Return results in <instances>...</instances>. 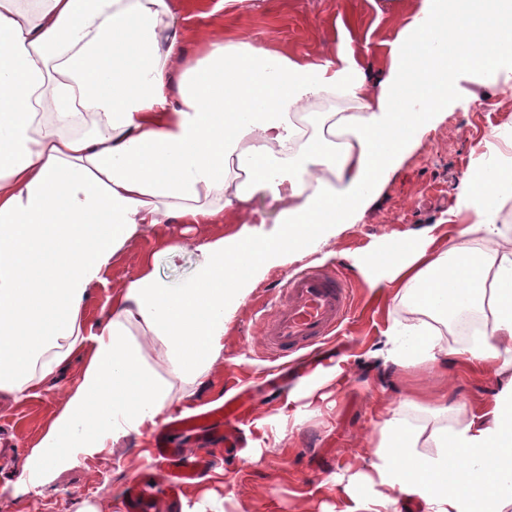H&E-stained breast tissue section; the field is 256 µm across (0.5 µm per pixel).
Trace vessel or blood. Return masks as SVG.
<instances>
[{
  "label": "vessel or blood",
  "mask_w": 512,
  "mask_h": 512,
  "mask_svg": "<svg viewBox=\"0 0 512 512\" xmlns=\"http://www.w3.org/2000/svg\"><path fill=\"white\" fill-rule=\"evenodd\" d=\"M285 300L271 314L261 315L258 325L273 360L287 358L301 350L316 351L332 340L337 329L353 311L350 281L308 268L289 277ZM245 398L236 395L223 407L174 421L171 430L197 434L201 440L236 450L240 425L245 415ZM162 431L155 439V454L167 469L164 497L169 512H179L181 496L190 481L208 466L206 459L189 456L184 446ZM124 512H157V500L145 490L143 481L132 483L123 504Z\"/></svg>",
  "instance_id": "1"
}]
</instances>
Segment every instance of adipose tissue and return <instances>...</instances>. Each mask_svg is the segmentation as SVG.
Returning a JSON list of instances; mask_svg holds the SVG:
<instances>
[{
  "label": "adipose tissue",
  "mask_w": 512,
  "mask_h": 512,
  "mask_svg": "<svg viewBox=\"0 0 512 512\" xmlns=\"http://www.w3.org/2000/svg\"><path fill=\"white\" fill-rule=\"evenodd\" d=\"M178 0H0V392L22 399L70 356L85 353L76 387L25 461L38 485L76 455L134 434L150 437L184 406L173 380L208 377L226 323L257 276L311 253L369 206L433 118L457 100L458 73L483 83L512 72V0H422L394 40L387 75L368 81L352 54L293 60L246 40H206L179 81ZM351 98L332 132L305 136L300 113ZM281 206L272 235L249 233L250 201ZM512 194V163H474L453 216H473L444 249L437 226L387 239L357 257L377 298L403 302L385 334L384 364L432 369L466 361L512 365V229L492 216ZM238 232L212 238L224 220ZM158 224L189 237L162 248L192 255L174 286L142 263L87 326L91 289L113 258ZM484 246H471V235ZM486 311L469 345L443 344L439 325ZM165 348L170 378L144 357ZM330 512H512V381L489 400L426 428L391 411L370 458L331 483Z\"/></svg>",
  "instance_id": "obj_1"
}]
</instances>
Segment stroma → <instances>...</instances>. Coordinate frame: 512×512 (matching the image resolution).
Masks as SVG:
<instances>
[{"label": "stroma", "mask_w": 512, "mask_h": 512, "mask_svg": "<svg viewBox=\"0 0 512 512\" xmlns=\"http://www.w3.org/2000/svg\"><path fill=\"white\" fill-rule=\"evenodd\" d=\"M420 0H245L230 6L226 0H202L186 5L181 66L201 55L202 38L223 33L225 40L252 39L255 44L306 62L318 63L343 44H350L368 74L381 76L398 32L411 19ZM461 97L424 133L401 161L378 199L352 223L337 227L335 237L305 256H291L284 264L260 274L245 303L226 324L224 355L203 383H175L173 393H191L195 407L223 403L234 384L251 387L258 404L255 416L271 420L266 447L259 460L241 466L217 456L213 470L191 486L183 500L193 507L205 493H213L224 512H322L331 497L326 481L369 456L375 447L382 411L401 410L415 425L429 422L427 413L406 406L409 393L447 390L449 406L471 405L494 394L500 377L467 365L448 370H423L411 375H386L380 355L385 332L401 318L400 302L375 298L363 276L353 271L356 255L379 247L388 236L418 231L447 219L457 188L476 160L477 147L512 129V75L500 76L491 86L472 76L459 81ZM183 236L179 224H160L121 250L112 263L108 285L94 288L87 318L102 317L103 307L125 280L134 276L142 260L173 285L187 280L192 256L171 264L160 252V241ZM351 268L355 309L330 346L345 359L350 376L331 396L330 405L303 412L283 426L275 417L299 381L289 376L279 388L267 386L272 363L257 327L263 300L280 295L284 279L308 266L336 271ZM85 359L72 356L30 396L15 400L0 393V512H76L80 503L98 512H121L126 487L153 465L148 452L152 440L128 436L115 447L92 456L78 455L65 467L49 473L37 488L17 482L49 423L62 407L64 392L75 387Z\"/></svg>", "instance_id": "stroma-1"}]
</instances>
